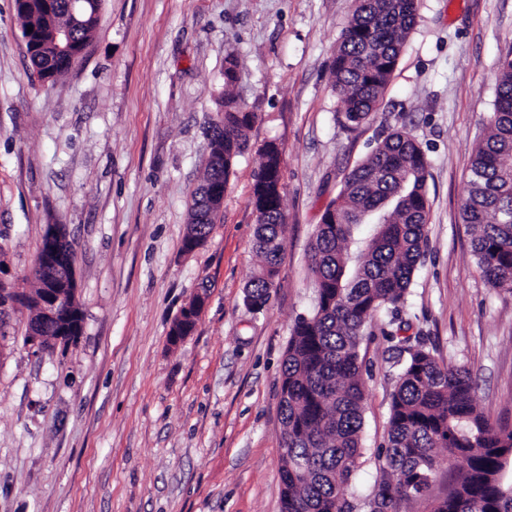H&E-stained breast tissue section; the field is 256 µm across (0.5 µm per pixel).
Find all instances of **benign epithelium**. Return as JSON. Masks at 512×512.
I'll return each mask as SVG.
<instances>
[{"instance_id":"1","label":"benign epithelium","mask_w":512,"mask_h":512,"mask_svg":"<svg viewBox=\"0 0 512 512\" xmlns=\"http://www.w3.org/2000/svg\"><path fill=\"white\" fill-rule=\"evenodd\" d=\"M223 202L224 185L215 184L206 190L205 207L220 208ZM44 237L51 248L37 255L33 267V274L42 282L37 301L43 320L27 329L25 342V348L38 356L77 342L82 326L76 298L69 295V284L77 275L73 274L76 263L66 225H45ZM30 297L27 289L6 277L4 266L0 263V324L10 323L12 314ZM207 299L206 292L200 290L181 308L170 329V343L181 342L195 330Z\"/></svg>"}]
</instances>
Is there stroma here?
<instances>
[{
	"instance_id": "35a3bbf8",
	"label": "stroma",
	"mask_w": 512,
	"mask_h": 512,
	"mask_svg": "<svg viewBox=\"0 0 512 512\" xmlns=\"http://www.w3.org/2000/svg\"><path fill=\"white\" fill-rule=\"evenodd\" d=\"M354 0H105L83 55L41 81L15 0H0V247L28 277L46 225L68 228L83 333L37 358L14 316L0 353V512H280L281 364L314 306L315 229L345 175L394 128L429 162L427 246L407 297L409 333L472 372L476 404L512 419V292L491 288L461 218L474 147L512 47V0H418L383 100L346 126L331 61ZM237 79L224 86V59ZM256 115L221 219L184 254L218 100ZM283 148L286 215L277 286L243 302L258 258L252 174ZM209 301L178 345L168 333L198 287ZM377 315L365 365L362 465L348 489L368 512L394 386Z\"/></svg>"
}]
</instances>
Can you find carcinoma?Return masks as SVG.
I'll return each instance as SVG.
<instances>
[{
    "label": "carcinoma",
    "instance_id": "obj_1",
    "mask_svg": "<svg viewBox=\"0 0 512 512\" xmlns=\"http://www.w3.org/2000/svg\"><path fill=\"white\" fill-rule=\"evenodd\" d=\"M103 2L80 0L73 12L68 0L16 4L21 35L38 44L29 59L40 78L54 82L71 65L69 54L53 49V31L68 27L75 43L89 40ZM416 12V0H355L333 60L347 124H360L379 103ZM235 80L236 62L229 56L219 142L224 164L219 170L206 165L209 180L229 178L248 149L246 132L255 115L227 93ZM280 164L281 151L267 143L253 172L260 263L244 300L257 312L271 300L284 245ZM428 166L409 132L388 134L350 171L316 227L310 247L315 304L295 319L281 368V512H354L345 490L363 457L366 394L358 347L374 315L385 311L394 322L406 306L427 242ZM462 220L472 230V252L488 285L512 292V49L498 62L494 112L471 161ZM363 224L373 226L367 237L358 232ZM397 351L387 443L378 453L383 463L373 494L379 507L402 512L408 503L428 500L434 478L449 469L454 482L431 501V512H512V490L500 482L512 457V426L493 424L477 409L468 369L439 363L423 340H401Z\"/></svg>",
    "mask_w": 512,
    "mask_h": 512
}]
</instances>
